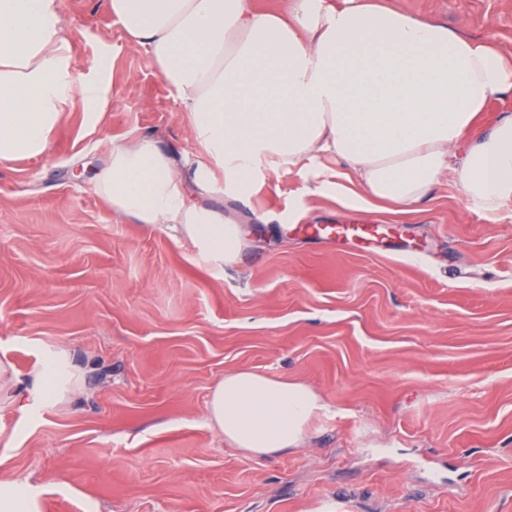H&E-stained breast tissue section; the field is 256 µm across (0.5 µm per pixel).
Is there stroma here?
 Returning a JSON list of instances; mask_svg holds the SVG:
<instances>
[{
	"mask_svg": "<svg viewBox=\"0 0 512 512\" xmlns=\"http://www.w3.org/2000/svg\"><path fill=\"white\" fill-rule=\"evenodd\" d=\"M389 2L512 54V0ZM61 14L76 76L111 54L110 105L70 106L45 154L0 161V484L34 512H512V203L472 207L447 173L394 215L324 158L212 199L246 239L213 270L98 193L113 144L192 151L188 117L105 0ZM310 224H376L420 257ZM61 350L81 385L41 402L32 379ZM237 371L325 404L298 448L258 459L209 422Z\"/></svg>",
	"mask_w": 512,
	"mask_h": 512,
	"instance_id": "obj_1",
	"label": "stroma"
}]
</instances>
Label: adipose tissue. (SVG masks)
I'll return each instance as SVG.
<instances>
[{
    "instance_id": "obj_1",
    "label": "adipose tissue",
    "mask_w": 512,
    "mask_h": 512,
    "mask_svg": "<svg viewBox=\"0 0 512 512\" xmlns=\"http://www.w3.org/2000/svg\"><path fill=\"white\" fill-rule=\"evenodd\" d=\"M109 9L175 91L196 149L178 160L147 137L113 145L97 190L118 216L189 240L212 268L237 258L244 239L206 199L248 198L265 168L302 172L330 157L395 214L416 212L448 171L475 208L512 202V113L477 131L481 113L512 94V60L490 41L379 0ZM111 66L104 56L98 76L74 83L60 0H0V161L43 155L73 101L105 111ZM74 379L57 354L34 388L60 400ZM321 407L303 384L240 371L217 384L208 413L228 441L266 458L296 448Z\"/></svg>"
}]
</instances>
